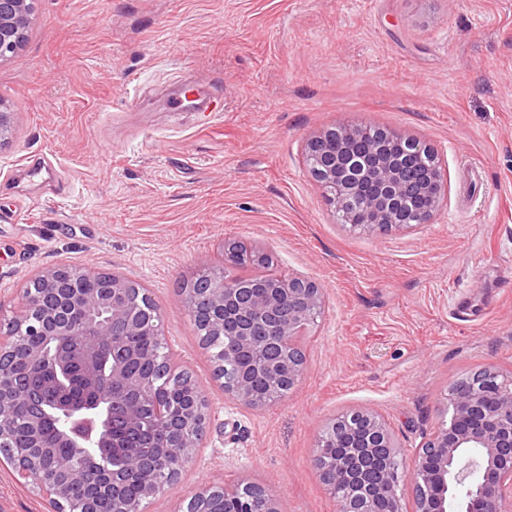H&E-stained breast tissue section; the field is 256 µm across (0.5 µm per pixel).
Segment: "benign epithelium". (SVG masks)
Instances as JSON below:
<instances>
[{
    "mask_svg": "<svg viewBox=\"0 0 512 512\" xmlns=\"http://www.w3.org/2000/svg\"><path fill=\"white\" fill-rule=\"evenodd\" d=\"M30 3L0 0V62L21 49L19 29L28 22ZM365 136L361 127L338 124L318 131L305 145L306 162L316 160L309 174L334 209L345 208L364 181L375 187L359 210L345 213L342 223L364 224L373 231L429 223L443 207L446 193L435 190L429 180L411 186L387 142L395 139L419 150L426 145L397 132L372 141ZM414 195L428 198V205L417 211L406 209L404 201ZM89 278L97 281V288L84 287ZM130 286L131 281L109 272L61 265L36 272L24 289L25 304L15 322L25 334L34 332L53 347L51 352L39 349L32 354L37 367L47 362V353L54 355L53 378L46 394L38 391L23 396L0 384V439L17 416L36 429L43 421H62L52 441L37 432L33 440L38 447L16 449V457L25 461L20 477L31 481L37 493L53 503L68 498L72 481L108 473L107 459L89 462L72 456L58 461L47 474L40 449L61 442L75 448L88 444L107 448L110 427L141 424L138 406L147 399L151 377L129 375L127 363L134 353L127 337L153 325L139 320L128 306L125 293ZM188 301L192 306H207L210 335L225 340L224 362L234 363L244 354L253 357L252 371L238 376L227 390L234 400L261 409L269 401L259 382H286L292 387L301 378L302 356L272 357L268 352L281 344H294L303 324L323 304L318 286L311 282L297 286L291 277L286 288L258 290L242 279L220 274L197 282ZM107 325L112 336L109 373H101L97 362L82 366L69 361L65 351L69 337L95 336ZM75 370L87 382L85 396L78 400L68 398ZM446 404L452 406L456 423L440 424L416 451L409 468L385 422L371 411L359 412L366 433L346 442L349 451L325 460L321 448L326 436L336 435L341 417L325 422L314 464L336 499L337 512H379L383 499L391 501V512H402L401 488L407 483L415 489L416 512H448V498L457 495L468 499L467 512H506L505 491L512 490V375L483 367L462 386L450 389ZM207 420V403L197 399L184 409L177 426L157 414L153 431L175 434L168 448L184 464L198 444L191 433L202 434ZM223 491L224 487L211 483L198 487L191 497L192 512H211V498ZM234 493L236 497L225 505L227 512H280L276 495L265 491L258 496L250 483L238 484Z\"/></svg>",
    "mask_w": 512,
    "mask_h": 512,
    "instance_id": "1",
    "label": "benign epithelium"
}]
</instances>
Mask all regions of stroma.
<instances>
[{"label":"stroma","instance_id":"1","mask_svg":"<svg viewBox=\"0 0 512 512\" xmlns=\"http://www.w3.org/2000/svg\"><path fill=\"white\" fill-rule=\"evenodd\" d=\"M185 85L221 115L173 111ZM0 106V324L39 270L127 277L207 401L199 448L147 512L241 482L281 512H336L313 464L328 419L377 412L410 455L456 380L512 373V0H36ZM342 122L437 153L448 202L431 223L338 222L304 149ZM229 241L323 293L301 379L263 409L215 380L180 292ZM49 510L0 465V512Z\"/></svg>","mask_w":512,"mask_h":512}]
</instances>
